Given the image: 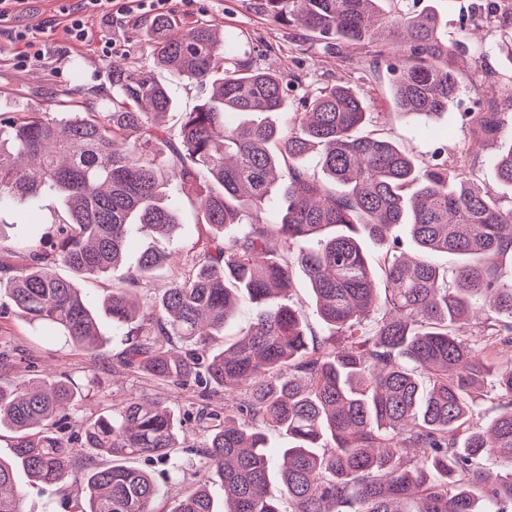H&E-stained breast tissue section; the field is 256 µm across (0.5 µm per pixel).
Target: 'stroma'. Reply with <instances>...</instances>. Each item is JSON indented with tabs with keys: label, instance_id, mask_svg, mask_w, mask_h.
<instances>
[{
	"label": "stroma",
	"instance_id": "stroma-1",
	"mask_svg": "<svg viewBox=\"0 0 512 512\" xmlns=\"http://www.w3.org/2000/svg\"><path fill=\"white\" fill-rule=\"evenodd\" d=\"M429 5L439 17L445 37L458 38L467 0H397L396 3L397 9L406 12H418ZM56 6V0H29L19 22L42 32L54 45L70 47L69 56L57 73L44 67L22 71L0 62V113L49 112L59 96L67 91L77 94L84 107L100 106L102 98L112 91L110 63L124 59L139 63L168 86L176 112L191 111L200 103L203 92L198 84L155 68L144 36L148 18L117 26L95 21L94 44L75 48L64 26L47 24ZM170 8L171 17L180 27L189 28L203 22L216 25L224 34L228 50L240 56L251 55L262 67L287 75L292 85L287 98L289 111L299 110L305 93L319 91L326 85L343 83L353 87L369 98L374 114L373 127L383 130L408 154L418 160L435 155L451 161L466 157L476 181L498 196L503 207L512 208V190L497 181L492 167L493 157L511 146L512 139L497 138L472 147L473 133L464 118L465 113L493 108L512 116V100L505 93L506 88L512 86V71L501 66L497 55L499 45L512 35V29L493 24L480 30L475 45L485 52L482 63L491 70V78L480 81L466 62H458V96L437 123L425 130L393 113L387 89L394 74L387 63H373L369 47L353 45L339 53L324 40L301 41L298 30L272 22L264 10V0H172ZM107 40L112 43V52L105 55L99 45ZM1 339L9 341L21 358L16 376L36 378L67 374L77 378L94 372V395L81 404L85 415L107 410L112 403L131 393L150 396L158 391L147 379L113 374L111 363L91 368L88 357L82 352L40 340L37 329L7 309L0 311ZM17 485L23 512H71L74 500L81 494L75 487L63 492L53 487L41 490L32 487L23 475L18 477Z\"/></svg>",
	"mask_w": 512,
	"mask_h": 512
}]
</instances>
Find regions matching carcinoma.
Here are the masks:
<instances>
[{
	"mask_svg": "<svg viewBox=\"0 0 512 512\" xmlns=\"http://www.w3.org/2000/svg\"><path fill=\"white\" fill-rule=\"evenodd\" d=\"M276 23L396 60L390 92L401 116L425 125L448 111L457 70L432 12L384 13L380 0H266ZM154 65L206 90L171 132L168 87L133 62L112 65V94L94 110L0 114V209L60 201L49 241L2 248L0 297L49 337L105 356L99 316L80 281L123 265L132 239L172 236L188 201L211 234L149 293L169 264L146 248L103 301L122 331L116 373L196 389L184 412L134 397L83 419L95 380L0 384V512H22L15 474L47 487L83 485L77 512H512V208L475 184L466 159L418 162L368 131V102L331 85L283 124L287 76L224 49L210 24L150 23ZM475 140L506 133L499 112H466ZM317 157L312 167L308 159ZM512 188V146L493 160ZM177 182L179 198L169 195ZM404 226L418 258L401 251ZM377 249L376 261L368 247ZM458 259L453 286L432 257ZM72 271L61 277L56 268ZM308 280L328 331L308 338L287 303ZM253 321L225 333L239 293ZM496 392L494 415L477 399ZM197 440L179 439L184 423ZM280 449L281 498L269 495ZM105 463L83 467L76 449ZM198 457L195 483L169 510L180 452ZM144 458L145 468L126 460ZM224 491L218 504L210 486Z\"/></svg>",
	"mask_w": 512,
	"mask_h": 512,
	"instance_id": "cac0c4a2",
	"label": "carcinoma"
}]
</instances>
